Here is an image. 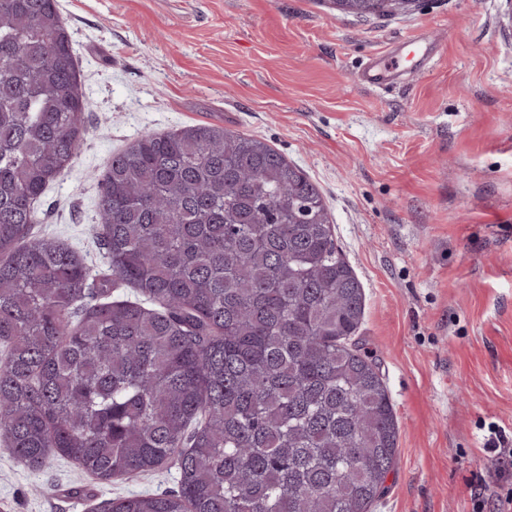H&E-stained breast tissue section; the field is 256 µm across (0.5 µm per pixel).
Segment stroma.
I'll list each match as a JSON object with an SVG mask.
<instances>
[{"mask_svg": "<svg viewBox=\"0 0 512 512\" xmlns=\"http://www.w3.org/2000/svg\"><path fill=\"white\" fill-rule=\"evenodd\" d=\"M90 103L88 134L37 205L36 237L96 272L97 176L145 131L256 137L320 188L365 293L359 337L398 420L374 512H472L496 426L512 445V5L423 0L357 18L330 0H57ZM419 66L360 74L404 38ZM169 464L104 482L67 458L0 447V512H90L178 488Z\"/></svg>", "mask_w": 512, "mask_h": 512, "instance_id": "stroma-1", "label": "stroma"}]
</instances>
